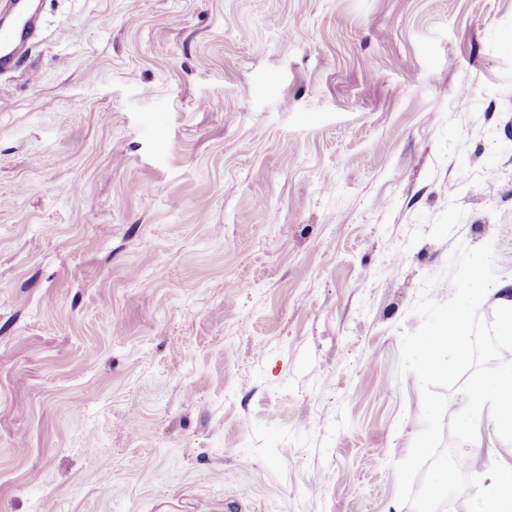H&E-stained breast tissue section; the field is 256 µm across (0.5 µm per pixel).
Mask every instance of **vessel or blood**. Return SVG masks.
I'll return each instance as SVG.
<instances>
[{
	"mask_svg": "<svg viewBox=\"0 0 512 512\" xmlns=\"http://www.w3.org/2000/svg\"><path fill=\"white\" fill-rule=\"evenodd\" d=\"M39 14L28 0H5L0 5V71L15 69L38 26Z\"/></svg>",
	"mask_w": 512,
	"mask_h": 512,
	"instance_id": "vessel-or-blood-1",
	"label": "vessel or blood"
}]
</instances>
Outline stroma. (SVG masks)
<instances>
[{"instance_id":"obj_1","label":"stroma","mask_w":512,"mask_h":512,"mask_svg":"<svg viewBox=\"0 0 512 512\" xmlns=\"http://www.w3.org/2000/svg\"><path fill=\"white\" fill-rule=\"evenodd\" d=\"M40 13L0 72V512H413L411 308L459 242L512 283V0Z\"/></svg>"}]
</instances>
